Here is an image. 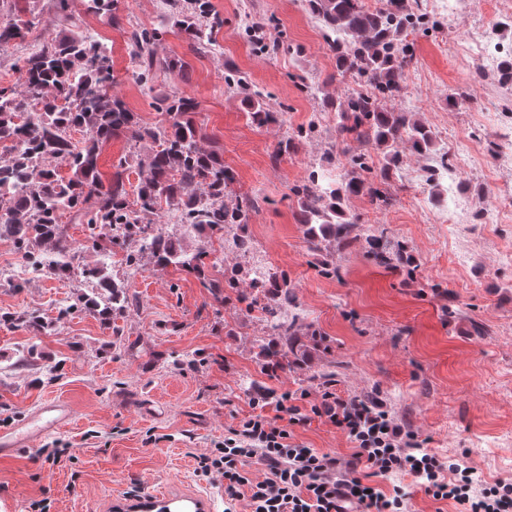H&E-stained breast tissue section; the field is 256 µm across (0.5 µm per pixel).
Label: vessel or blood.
Here are the masks:
<instances>
[{"label": "vessel or blood", "mask_w": 512, "mask_h": 512, "mask_svg": "<svg viewBox=\"0 0 512 512\" xmlns=\"http://www.w3.org/2000/svg\"><path fill=\"white\" fill-rule=\"evenodd\" d=\"M72 417V408L66 401L54 400L38 405L13 427L0 431V457H12L30 447L34 438L63 429ZM112 509L113 512H215L214 501L206 494L165 491H151L136 499H114Z\"/></svg>", "instance_id": "vessel-or-blood-1"}]
</instances>
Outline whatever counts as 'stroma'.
Here are the masks:
<instances>
[{"label": "stroma", "mask_w": 512, "mask_h": 512, "mask_svg": "<svg viewBox=\"0 0 512 512\" xmlns=\"http://www.w3.org/2000/svg\"><path fill=\"white\" fill-rule=\"evenodd\" d=\"M223 24L211 36L213 49H199L172 28L161 0H120L116 19L87 11L73 0L69 31L93 36L112 61V94L124 100L142 124L162 126L153 99L177 91L198 103L202 146L219 153L234 180L233 193L252 197L244 227L189 231L181 224L162 230L189 252L207 248L212 278L232 269L249 270L246 253L232 248L245 237L266 268L286 273L296 294L302 325L323 339L308 364L271 371L257 358L270 334L248 278L216 300L201 280L181 266L144 260L138 271L125 263V247H87L83 224L63 214L67 241L78 254L69 278L46 274L16 287L0 280V429L11 426L39 402L63 400L74 412L66 429L41 438L10 459H0V512H33L44 499L48 512H110L126 492L161 486L170 493L210 492L224 505L220 482L194 473L195 458L222 441L225 431L251 414L249 384L300 394L302 409L320 400L324 386L351 399L374 389L394 418L409 426L423 448L445 464L469 466L478 486L512 483V169L493 156L494 145L512 139V122L501 111L512 103V86L497 75L471 81L472 62L459 53L479 31L500 25L497 0H470L462 13L413 38L416 60L407 70L404 108L429 127L439 147L465 169L441 201L420 177L427 155L402 147L405 178L391 177L389 206L358 196L347 203L362 224L405 246L411 265L378 266L364 238L349 239L330 255L313 253L298 222L294 186L322 163L336 141L337 116L305 90L318 85L338 97L351 88L338 76L324 32L305 0H211ZM34 26L25 40L0 56V87H14L11 64L39 47L51 33L53 0H28ZM269 17L268 38L287 49L269 55L247 39L246 14ZM159 31L157 56L180 59L186 71L158 69L152 89L133 74L127 39L133 27ZM266 95L284 120L257 125L246 116L240 93L228 91L227 67ZM456 102H449V94ZM317 122L313 137L298 128ZM292 148L279 152L280 142ZM467 198L466 223L450 215L455 199ZM501 212L498 223L485 218ZM339 274L321 275L324 261ZM103 266L126 281L132 307L103 323L80 312L59 318L60 309L83 287L82 269ZM29 312L49 322L36 335L11 321ZM484 327L475 335L473 323ZM40 359L16 367L30 346ZM58 376L47 380V366ZM298 442L347 458L354 445L326 420L295 425ZM60 445L67 453L55 466L42 449ZM386 496H401L405 512H460L454 501L427 495L407 473L373 477Z\"/></svg>", "instance_id": "stroma-1"}]
</instances>
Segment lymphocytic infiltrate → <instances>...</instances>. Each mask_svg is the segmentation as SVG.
I'll return each instance as SVG.
<instances>
[{
	"label": "lymphocytic infiltrate",
	"mask_w": 512,
	"mask_h": 512,
	"mask_svg": "<svg viewBox=\"0 0 512 512\" xmlns=\"http://www.w3.org/2000/svg\"><path fill=\"white\" fill-rule=\"evenodd\" d=\"M252 414L225 434L209 453L196 458L195 473L221 479L224 495L245 502L249 512H400L398 498L386 497L365 484L362 471L374 476L409 473L423 479L436 500H451L462 512H512V483L476 488L469 469L444 465L421 447L414 432L398 425L381 404H365L324 391L311 412L345 432L355 448L342 459L296 442L290 425L303 422L296 397L283 393L276 401L253 398ZM274 414H267V407ZM263 467L264 477H251L248 467Z\"/></svg>",
	"instance_id": "f902f5d3"
}]
</instances>
